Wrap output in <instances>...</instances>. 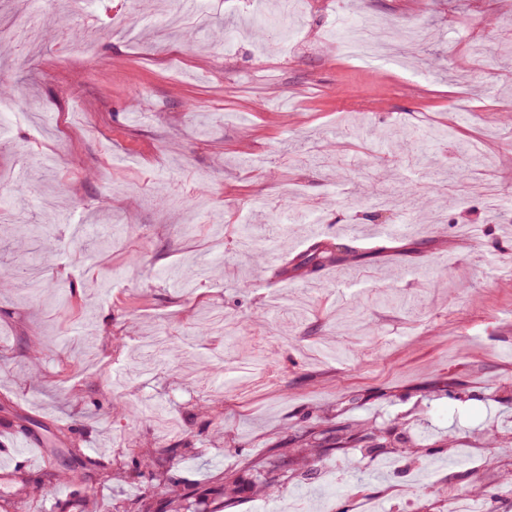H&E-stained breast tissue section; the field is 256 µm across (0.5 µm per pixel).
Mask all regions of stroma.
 I'll return each instance as SVG.
<instances>
[{"instance_id": "stroma-1", "label": "stroma", "mask_w": 512, "mask_h": 512, "mask_svg": "<svg viewBox=\"0 0 512 512\" xmlns=\"http://www.w3.org/2000/svg\"><path fill=\"white\" fill-rule=\"evenodd\" d=\"M198 0L205 27L153 24L169 0H44L35 53L0 52V424L72 429L111 476L84 488L0 438V512H111L121 467L171 457L152 512H448L512 482V0ZM429 39L403 63L336 51L352 26ZM484 43L478 71L474 43ZM424 124L452 127L406 168ZM463 168L469 188L402 202ZM207 210L188 218L196 191ZM387 195L390 207L372 206ZM343 265L300 264L312 246ZM273 379L225 387L252 336ZM168 339L153 364L141 341ZM402 423L426 455H362ZM288 453L275 498L233 474ZM462 466H451L454 457Z\"/></svg>"}]
</instances>
